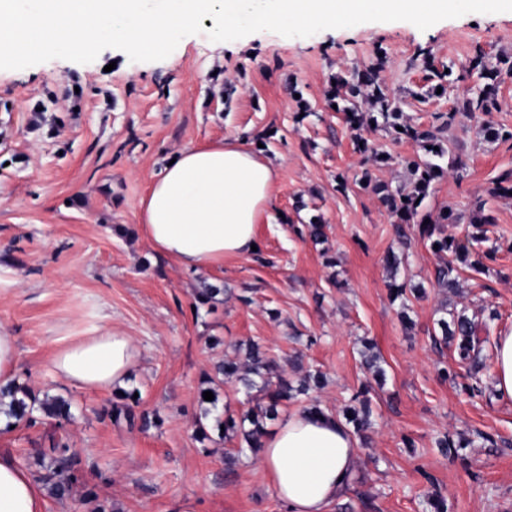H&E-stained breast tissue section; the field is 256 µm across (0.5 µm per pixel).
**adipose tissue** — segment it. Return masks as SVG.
<instances>
[{
	"label": "adipose tissue",
	"mask_w": 512,
	"mask_h": 512,
	"mask_svg": "<svg viewBox=\"0 0 512 512\" xmlns=\"http://www.w3.org/2000/svg\"><path fill=\"white\" fill-rule=\"evenodd\" d=\"M280 169L235 136L183 148L149 182L137 202L138 227L150 247L178 268H223L228 257L250 258L257 227L275 210ZM141 357L131 339L95 324L62 337L53 375L82 390L121 389ZM359 441L332 413L296 411L264 437L259 460L290 512H327L344 490ZM46 499L29 472L0 456V512H45Z\"/></svg>",
	"instance_id": "adipose-tissue-1"
}]
</instances>
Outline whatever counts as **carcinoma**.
I'll return each instance as SVG.
<instances>
[{"instance_id": "1", "label": "carcinoma", "mask_w": 512, "mask_h": 512, "mask_svg": "<svg viewBox=\"0 0 512 512\" xmlns=\"http://www.w3.org/2000/svg\"><path fill=\"white\" fill-rule=\"evenodd\" d=\"M426 69L429 74L426 80L431 83L424 92L414 94V97L424 102L437 95V88H446L448 74L431 63L430 53H424ZM388 63L387 55L376 56L370 65L362 69H354L340 75H333L335 84L329 85L326 98L330 104L337 105V111L344 116L349 129L357 132L354 136L356 152L361 156V172L358 182L362 187L371 190L378 196L389 216L393 219L395 234L399 242L407 238L405 225H419L421 237L429 242V248L438 257L434 272L435 286L442 299L438 302L435 313L437 333L441 342H457L456 360L458 365L466 369L462 390L469 396L481 392L480 373L484 368L480 358V340L476 336L477 323L475 316L468 313V308H448L447 293L458 287L459 261L471 271L483 274L488 268L483 260H493L502 247L499 240H494L490 247L473 261L468 260L467 246L454 238H448L445 228L449 224H458L463 214L451 207H443L436 211H423V203L430 193L433 184L445 177L458 181L465 178L467 164L461 155L455 151V144L448 138L451 130L460 119L479 118L489 115L497 107V94L502 73V66H508L512 71V61L500 58L493 63L486 59L482 51H477L472 64L478 76L483 80L478 91L456 99L452 109L434 115L435 124L423 128L403 121L400 101L386 88L381 73ZM370 133L384 131L391 134L397 141H410L419 152L403 160L407 176L397 184L375 181L370 169L387 162L384 152L379 150L371 139L360 135V131ZM474 132L486 142H497L505 139L512 140V132L496 127L483 121L477 125ZM492 196L512 197V170L501 173L489 188ZM300 236L307 235L317 244L327 240L324 225L321 220L308 221L304 227L297 229ZM385 264L391 274L389 284L392 301H400L402 308L408 307L409 297L419 298L425 294V289L407 287V282H397V274L402 264V258L391 252L386 256ZM284 365L294 371H301L300 387L293 389L282 376L277 375V381H272L280 365L273 358L266 357L261 352V346L255 341L248 344L244 359L225 358L213 364L211 371L203 373L198 388L197 402L199 412L193 420L194 436L199 442L210 439V432L217 430L220 437L227 442L238 443V453L227 456V464L233 465L239 461L242 454L249 452L253 455L261 448V440L265 434L264 421L274 420L278 416L279 407L294 398V393L306 394L325 385V376L319 370L306 369L297 359L286 358ZM236 380L248 389H255L266 402L257 404L255 408L236 415L230 410L219 411L220 390L224 382ZM210 391L214 395L211 401L204 400L203 393ZM137 390L124 391L117 395L122 404L112 405L109 417L118 421L125 419L131 426L136 420L147 423V417L136 416L134 406L139 400L134 398ZM367 389L352 396L350 403L342 409V417L352 424L357 435H362L372 426V412L365 398ZM71 401L62 396H39L27 384L13 381L0 388V413L28 426L37 424L60 428L72 420ZM53 455L49 462L41 463L45 473L36 476L48 495L64 500L72 497L74 487L80 482L83 473L81 461L76 449L66 443L52 448Z\"/></svg>"}]
</instances>
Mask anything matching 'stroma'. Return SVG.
<instances>
[{
    "instance_id": "1",
    "label": "stroma",
    "mask_w": 512,
    "mask_h": 512,
    "mask_svg": "<svg viewBox=\"0 0 512 512\" xmlns=\"http://www.w3.org/2000/svg\"><path fill=\"white\" fill-rule=\"evenodd\" d=\"M380 48L389 58L384 83L402 99L405 120L426 127L477 90L468 72L476 50L512 56V12L467 14L424 31L394 21L306 38L261 31L224 44L196 34L157 62L108 48L87 64L53 59L0 70V327L18 342L16 379L70 399L75 415L63 430L1 431V456L33 473L53 444L68 443L80 453L85 488L107 512H287L259 461L227 468L232 443L200 445L191 428L203 372L255 340L276 360L299 355L320 369L326 384L316 398L330 412L371 385L375 426L354 483L329 512H424L434 496L448 512H512V403L498 398L489 375L480 395L464 394L452 349H434L437 258L414 224L398 278L429 292L410 300L415 326L403 328L384 265L399 247L394 228L376 195L354 183V133L325 97L331 75L368 65ZM426 50L459 80L422 104L414 94L427 85ZM291 84L312 107L308 117L289 96ZM231 135L250 145L265 137L264 154L284 172L274 190L278 214L258 228V258H228L209 273L181 270L141 236L137 201L148 176L179 150ZM449 136L468 174L436 182L425 208L464 213L484 198L493 219L487 237L512 241V198L487 194L512 170V142L488 143L458 126ZM342 176L350 180L343 192ZM313 216L326 226V243L295 232ZM459 282L454 304L489 321L492 334L512 331V251L500 250L487 273L462 270ZM206 283L224 295L201 306L196 290ZM94 320L140 349L129 386L159 426L107 419L115 389L81 390L50 375L58 338ZM212 336L219 345L210 346ZM367 340L386 371L380 386L362 366ZM444 436L473 444L444 455L435 445Z\"/></svg>"
}]
</instances>
